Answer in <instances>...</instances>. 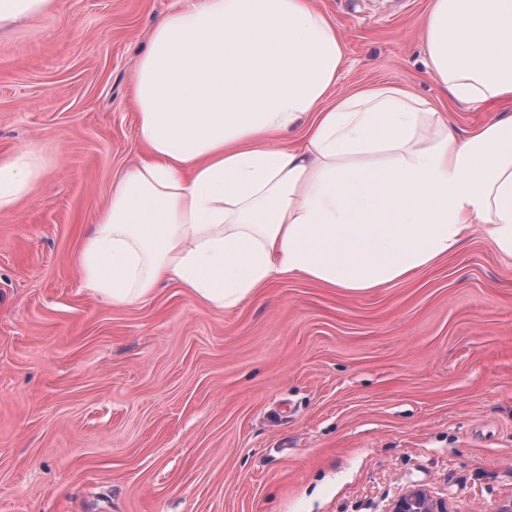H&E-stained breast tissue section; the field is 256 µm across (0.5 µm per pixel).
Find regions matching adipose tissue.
I'll return each instance as SVG.
<instances>
[{"instance_id":"obj_1","label":"adipose tissue","mask_w":512,"mask_h":512,"mask_svg":"<svg viewBox=\"0 0 512 512\" xmlns=\"http://www.w3.org/2000/svg\"><path fill=\"white\" fill-rule=\"evenodd\" d=\"M424 40L446 96L512 99V0H434ZM343 64L313 0H185L160 19L134 69L146 155L83 243L85 287L131 305L174 281L220 309L278 276L361 292L474 229L512 259V114L462 136L406 88L336 94ZM43 175L32 148L1 159L0 212Z\"/></svg>"}]
</instances>
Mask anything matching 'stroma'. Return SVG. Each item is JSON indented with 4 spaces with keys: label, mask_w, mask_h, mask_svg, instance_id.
<instances>
[{
    "label": "stroma",
    "mask_w": 512,
    "mask_h": 512,
    "mask_svg": "<svg viewBox=\"0 0 512 512\" xmlns=\"http://www.w3.org/2000/svg\"><path fill=\"white\" fill-rule=\"evenodd\" d=\"M179 0H51L0 26V158L46 173L0 213V512H449L512 501V260L472 231L407 280L276 277L232 309L176 283L115 306L84 238L143 153L133 63ZM337 89H411L459 134L512 110L447 99L432 0H317ZM388 512H448L447 501L436 498L426 489L412 488L400 493L389 505Z\"/></svg>",
    "instance_id": "obj_1"
}]
</instances>
